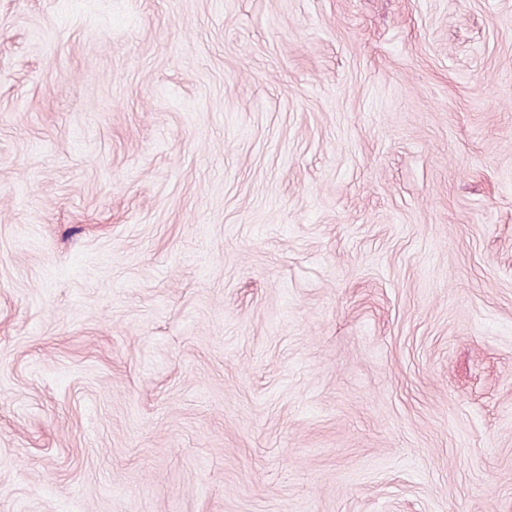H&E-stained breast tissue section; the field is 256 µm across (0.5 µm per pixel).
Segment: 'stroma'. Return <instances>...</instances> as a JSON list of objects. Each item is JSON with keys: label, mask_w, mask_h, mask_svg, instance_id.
<instances>
[{"label": "stroma", "mask_w": 512, "mask_h": 512, "mask_svg": "<svg viewBox=\"0 0 512 512\" xmlns=\"http://www.w3.org/2000/svg\"><path fill=\"white\" fill-rule=\"evenodd\" d=\"M0 512H512V0H0Z\"/></svg>", "instance_id": "stroma-1"}]
</instances>
